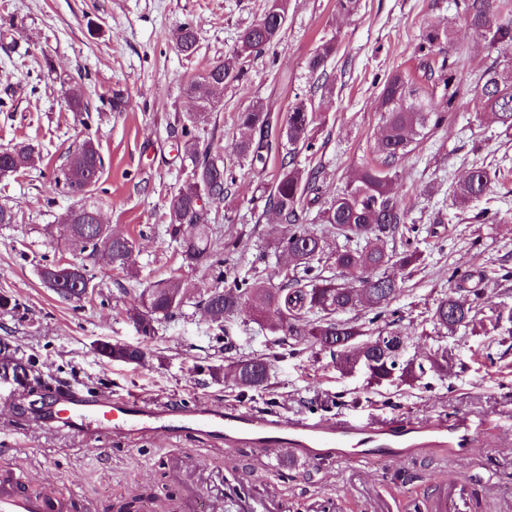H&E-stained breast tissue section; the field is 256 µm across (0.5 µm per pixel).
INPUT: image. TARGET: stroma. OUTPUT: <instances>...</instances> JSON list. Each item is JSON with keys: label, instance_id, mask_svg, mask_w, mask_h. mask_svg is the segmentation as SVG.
Returning a JSON list of instances; mask_svg holds the SVG:
<instances>
[{"label": "stroma", "instance_id": "stroma-1", "mask_svg": "<svg viewBox=\"0 0 512 512\" xmlns=\"http://www.w3.org/2000/svg\"><path fill=\"white\" fill-rule=\"evenodd\" d=\"M335 3L288 0L280 40L250 57L239 81L216 92L215 108L198 125L200 145L232 159L243 135L238 112L257 101L282 116L296 100L313 98L315 148L301 152L297 164L317 168L322 195L331 198L376 158L384 79L396 71L419 74L427 33L448 31L434 55L456 59L461 93L446 121L391 172L408 223L422 229L424 254L393 303L402 318L392 330L406 336L409 356L446 351L448 376L427 370L409 385L370 384L364 372H340L327 352L289 353L282 333L271 330L278 319L270 311L219 327L188 306L147 341L124 316L152 281L176 273L190 287L211 283L205 269L181 268L162 232L166 201L190 165L172 130L195 108L183 91L186 81L232 52L266 0H0V149L21 142L41 148L35 167L0 178V204L18 214L17 223L0 224V294L18 302L16 311L0 313V342L27 361L30 377L45 379L59 394L77 389L167 406L195 399L313 420L459 418L477 427L473 446L304 467L287 453L274 457L178 438L102 443L41 429L19 415L16 389L2 383L0 461L23 472L29 490L54 488L89 503L90 512H121L136 498L142 512H187L188 485L217 494L229 477L274 500L277 512H412L416 500L424 512H436L443 493L453 512H512V323L489 324L512 308V131L483 115L470 92L497 64V54L459 19L454 0H359L351 16L337 13ZM186 21L199 30L190 57L173 39ZM330 36L337 49L327 62V87L319 91L307 61ZM75 86L87 111L68 106ZM116 90L126 97L125 111L109 108ZM88 138L105 161L94 197L113 231L136 240L137 250L130 277L96 259L92 298L74 302L45 288L39 269L69 256L58 220L73 198L58 180L69 147ZM475 165L495 171L489 191L467 207L453 206V189ZM280 170L277 156L262 170L236 163L223 203L208 208L225 241L237 247L233 275L274 285L281 281L274 243L282 226L264 211L262 193ZM262 251L268 254L263 263L257 260ZM454 270L465 275V298L477 300L485 320L444 336L427 316L455 291ZM104 341L145 343L148 360H109L97 349ZM491 344L500 355L493 366L483 359ZM270 355L268 389L240 391L229 375L232 358Z\"/></svg>", "mask_w": 512, "mask_h": 512}]
</instances>
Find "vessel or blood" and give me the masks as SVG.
I'll list each match as a JSON object with an SVG mask.
<instances>
[{"label": "vessel or blood", "instance_id": "b4317fda", "mask_svg": "<svg viewBox=\"0 0 512 512\" xmlns=\"http://www.w3.org/2000/svg\"><path fill=\"white\" fill-rule=\"evenodd\" d=\"M39 422L52 430L104 438L189 436L227 448H263L320 462L330 458L401 457L418 448L456 450L473 440L468 422L421 425L399 417L378 425L347 418L331 421L290 419L198 403L157 407L127 398L98 399L66 392L42 412ZM69 501L52 494H32L25 476L0 467V512H68Z\"/></svg>", "mask_w": 512, "mask_h": 512}]
</instances>
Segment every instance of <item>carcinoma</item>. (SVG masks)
Returning a JSON list of instances; mask_svg holds the SVG:
<instances>
[{
	"mask_svg": "<svg viewBox=\"0 0 512 512\" xmlns=\"http://www.w3.org/2000/svg\"><path fill=\"white\" fill-rule=\"evenodd\" d=\"M288 0H269L261 17L242 31L231 57L215 62L205 77L193 79L185 86L186 94L198 102V111L180 121L179 139L184 141L191 160L186 180L167 201L169 222L165 233L176 243L181 267H202L211 272L212 285L200 295L209 320L219 326L246 310L253 317L274 308L281 315L279 329L288 337L291 351L307 348L326 351L338 358L346 371L355 368L360 354L374 341L383 343L372 351L371 363L364 366L369 380L377 385L390 381L396 373L414 379V369L424 370L423 363L403 359V352L390 349V336L384 334L379 322L397 316L392 302L401 292L397 276L383 272L387 267L412 270L420 263L422 252L417 248L419 228L405 221L404 209L392 192L390 171L412 152V144L432 126L445 120L453 100L459 93L456 70L442 61L429 70L426 85L409 73L395 72L386 77L380 94V110L385 135L377 142L380 163L360 169L343 190L326 202H321L320 188L314 170L305 171L295 163V154L313 150L310 126L313 123V104L309 99L296 101L289 109L285 122L274 121L271 113L256 102L237 114L238 125L248 136L234 146L237 158L251 167L265 166L273 146L288 145V160L276 182L265 195V206L288 226L277 238L276 250L286 256L288 265L283 281L271 286L257 279L243 278L225 281V265L233 249L223 243L216 227L207 223L204 199L213 203L224 201L232 172L224 165V157L212 155L209 149H193V130L205 112L212 107L211 94L224 82H233L243 74L246 60L278 41L287 19ZM456 9L470 30L487 42L489 48L503 59L501 66L486 70L471 88L481 111L492 116L504 130H512V14L503 12L496 0H456ZM175 44L183 55H193L198 47L199 32L191 22L181 24L174 33ZM336 52V39L331 37L309 58L307 67L312 74L326 75L327 60ZM88 141L69 151L62 170L63 185L81 199L67 209L77 214L74 234L67 236L69 250L75 256L71 267L74 277L95 289L87 259L103 251L112 257V269L128 272L134 266V240L114 234L106 226H96L92 234L83 236L85 226L92 223L99 211L89 192L103 174L104 161L97 147L86 148ZM40 151L32 143H24L0 151V177H8L22 168L34 165ZM491 183L484 166L469 170L453 190L454 202L460 206L482 198ZM319 205L317 223L326 224L336 237L356 242L362 248H338L326 251L323 238L307 231L302 214ZM399 235L404 241L401 250H387L386 238ZM323 261L346 279L336 283L335 276H325L315 269L314 261ZM191 296L182 281L175 276L149 283L138 294L125 315L142 337L156 335L158 326L174 314L183 311ZM363 308L373 313L369 324L377 335L368 336L363 325L342 314ZM481 314L478 305L460 297L446 295L438 300L430 313L435 329L454 335L469 328ZM101 355L129 364H143L147 348L98 344ZM235 386L243 391H262L269 380L272 359L269 357L242 358L231 362Z\"/></svg>",
	"mask_w": 512,
	"mask_h": 512,
	"instance_id": "carcinoma-1",
	"label": "carcinoma"
}]
</instances>
